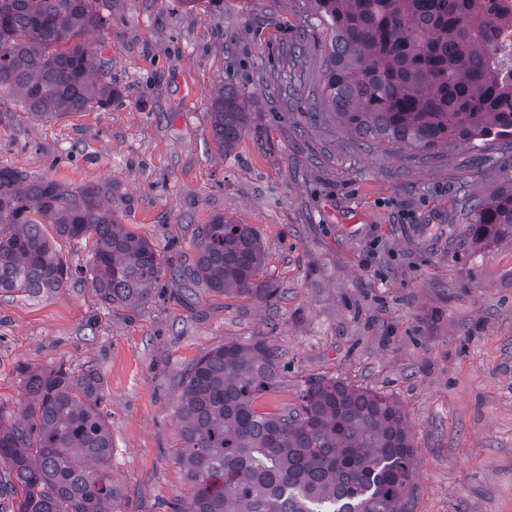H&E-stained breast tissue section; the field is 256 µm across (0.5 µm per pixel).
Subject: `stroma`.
<instances>
[{"instance_id": "obj_1", "label": "stroma", "mask_w": 512, "mask_h": 512, "mask_svg": "<svg viewBox=\"0 0 512 512\" xmlns=\"http://www.w3.org/2000/svg\"><path fill=\"white\" fill-rule=\"evenodd\" d=\"M84 43L112 61L117 96L36 119L0 91V164L64 186H104L126 228L167 266L191 267L217 216L252 225L260 278L279 297L163 281L135 309L82 281L34 299L0 293V407L26 403L19 365L93 369L104 384L112 480L124 512L188 501L177 457L185 372L205 352L263 338L281 358L259 409L292 406L308 380L336 378L401 405L416 466L410 512H512V242H474L473 199L512 180V140L452 143L421 163L367 149L335 119L284 101L298 39L318 60L329 33L306 0H100ZM248 121L222 153L211 101L226 80Z\"/></svg>"}]
</instances>
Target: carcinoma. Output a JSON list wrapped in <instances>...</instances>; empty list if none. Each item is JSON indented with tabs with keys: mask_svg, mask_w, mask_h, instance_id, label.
<instances>
[{
	"mask_svg": "<svg viewBox=\"0 0 512 512\" xmlns=\"http://www.w3.org/2000/svg\"><path fill=\"white\" fill-rule=\"evenodd\" d=\"M98 0H0V90L22 96L36 118L62 117L110 100L96 79L110 60L82 38L101 23ZM331 32L308 118L329 110L364 146L426 158L450 141L477 145L512 138V82L499 76L493 47L508 0H308ZM213 137L232 151L247 116L237 89L212 103ZM104 186L65 188L0 165V292L51 296L76 272L60 258V238L91 239V288L101 302L136 307L169 276L216 292L270 300L257 282L265 256L250 224L222 216L194 237L189 272L166 269L143 237L106 207ZM471 238L512 239V186L467 212ZM280 352L264 339L206 352L182 382L178 464L191 490L177 512H408L414 445L400 404L379 392L316 378L278 413L257 408L277 387ZM29 401L21 418L0 409V481L9 512H121L112 482V435L103 382L19 365Z\"/></svg>",
	"mask_w": 512,
	"mask_h": 512,
	"instance_id": "obj_1",
	"label": "carcinoma"
}]
</instances>
